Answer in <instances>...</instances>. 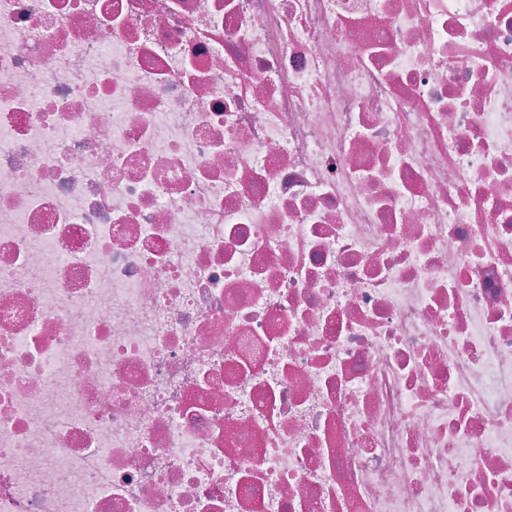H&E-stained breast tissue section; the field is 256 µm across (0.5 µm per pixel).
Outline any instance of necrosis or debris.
Returning <instances> with one entry per match:
<instances>
[{"mask_svg": "<svg viewBox=\"0 0 512 512\" xmlns=\"http://www.w3.org/2000/svg\"><path fill=\"white\" fill-rule=\"evenodd\" d=\"M0 512H512V0H0Z\"/></svg>", "mask_w": 512, "mask_h": 512, "instance_id": "necrosis-or-debris-1", "label": "necrosis or debris"}]
</instances>
